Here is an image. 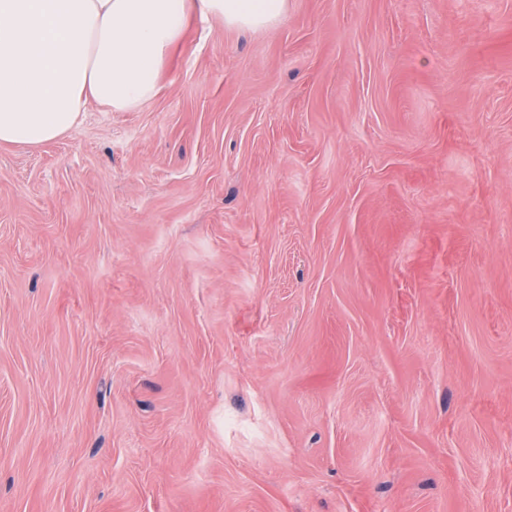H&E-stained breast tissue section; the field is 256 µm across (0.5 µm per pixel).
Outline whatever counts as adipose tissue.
I'll return each mask as SVG.
<instances>
[{
  "label": "adipose tissue",
  "mask_w": 512,
  "mask_h": 512,
  "mask_svg": "<svg viewBox=\"0 0 512 512\" xmlns=\"http://www.w3.org/2000/svg\"><path fill=\"white\" fill-rule=\"evenodd\" d=\"M288 0H0V144L65 136L88 102L153 97L189 17L265 29Z\"/></svg>",
  "instance_id": "obj_1"
}]
</instances>
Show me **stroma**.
Returning <instances> with one entry per match:
<instances>
[{
    "label": "stroma",
    "mask_w": 512,
    "mask_h": 512,
    "mask_svg": "<svg viewBox=\"0 0 512 512\" xmlns=\"http://www.w3.org/2000/svg\"><path fill=\"white\" fill-rule=\"evenodd\" d=\"M0 512H512V0L193 18L0 145Z\"/></svg>",
    "instance_id": "35a3bbf8"
}]
</instances>
